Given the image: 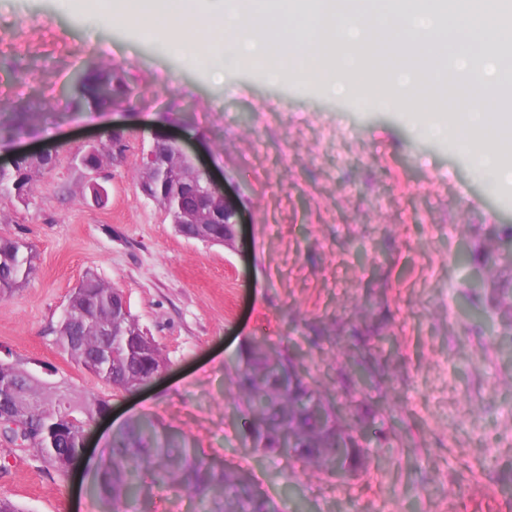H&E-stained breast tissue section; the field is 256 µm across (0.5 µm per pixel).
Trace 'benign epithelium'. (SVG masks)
<instances>
[{"label": "benign epithelium", "instance_id": "7a95c632", "mask_svg": "<svg viewBox=\"0 0 512 512\" xmlns=\"http://www.w3.org/2000/svg\"><path fill=\"white\" fill-rule=\"evenodd\" d=\"M170 146L184 159H191L174 140L156 137L151 145L141 152L142 179L140 191L145 198L157 202L169 186V165L160 157V146ZM126 138L120 132L112 134L106 144L90 146L77 156L79 163L94 174H99L103 165L96 162L100 154L110 151L116 156L124 153ZM194 174L182 178L176 185V193L168 204V213L177 231L188 239L216 243L205 229L207 224L224 225V244L231 245L238 236L240 210L237 203L228 197L212 177L198 166ZM26 401L19 396L0 401V430L9 426L15 435L11 441L16 447L26 448L24 441L33 440L38 429L24 419Z\"/></svg>", "mask_w": 512, "mask_h": 512}]
</instances>
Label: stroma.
<instances>
[{
    "label": "stroma",
    "instance_id": "35a3bbf8",
    "mask_svg": "<svg viewBox=\"0 0 512 512\" xmlns=\"http://www.w3.org/2000/svg\"><path fill=\"white\" fill-rule=\"evenodd\" d=\"M113 70L128 101L74 111L62 94L79 71ZM0 107L36 108L0 156L47 151L52 169L29 204L0 199V237L37 252L25 288L0 299V351L51 382L106 398L88 457L113 432L153 417L209 462L246 473L279 512H512V337L469 293L458 244L512 259V181L475 165L450 134L408 109L338 94L295 71L278 80L234 46L189 57L140 28L104 31L87 0H0ZM130 143L102 169L105 204L76 159L112 130ZM180 136L245 212L241 239L220 246L181 236L139 189L138 150ZM122 290L158 343L166 372L120 397L71 362L56 330L85 273ZM304 353L327 390L352 391L366 458L344 478L289 456L244 454L250 435L229 407V368L253 341ZM94 469L61 475L35 452L0 440V497L21 512H100ZM140 512H193L187 491L155 484Z\"/></svg>",
    "mask_w": 512,
    "mask_h": 512
}]
</instances>
